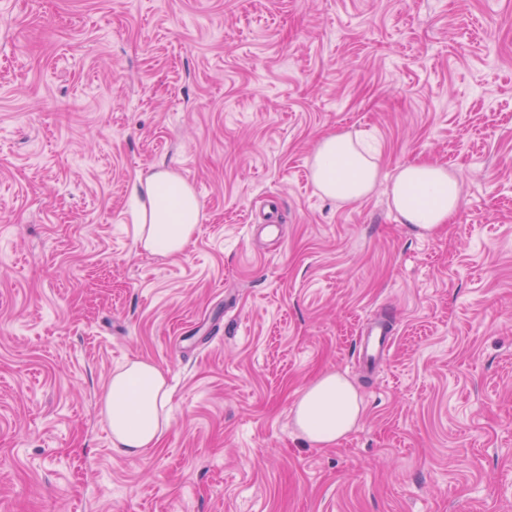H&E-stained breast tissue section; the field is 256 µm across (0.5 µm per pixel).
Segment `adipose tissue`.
Returning <instances> with one entry per match:
<instances>
[{"label":"adipose tissue","mask_w":512,"mask_h":512,"mask_svg":"<svg viewBox=\"0 0 512 512\" xmlns=\"http://www.w3.org/2000/svg\"><path fill=\"white\" fill-rule=\"evenodd\" d=\"M318 189L327 197L354 202L368 196L380 178L374 157L361 149L357 136H325L312 162ZM133 195L146 205L134 217L136 241L145 250L169 256L182 254L199 222L201 203L192 188L173 173L157 172L135 182ZM457 176L445 166L418 161L395 171L390 183L392 208L400 223L435 231L452 223L461 201ZM170 399L165 376L152 363L132 361L112 376L103 411L112 429V446L126 455L157 447L169 428L164 409ZM361 416L358 393L338 373L310 384L297 399L293 420L310 442L328 446L353 430Z\"/></svg>","instance_id":"obj_1"}]
</instances>
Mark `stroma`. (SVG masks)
I'll return each mask as SVG.
<instances>
[{"label":"stroma","instance_id":"obj_1","mask_svg":"<svg viewBox=\"0 0 512 512\" xmlns=\"http://www.w3.org/2000/svg\"><path fill=\"white\" fill-rule=\"evenodd\" d=\"M347 132L355 203L311 178ZM419 159L462 186L441 232L389 205ZM157 171L201 203L178 256L134 237ZM136 359L170 427L127 456ZM330 372L362 416L324 447L293 408ZM0 512H512V0H0ZM312 174L324 195L343 202L365 198L380 178L375 157L367 156L358 137L350 133H333L321 140ZM390 342L391 336L383 322L374 321L370 323L359 344L364 364L372 366L378 363L388 350ZM169 399L165 376L154 364L132 361L118 369L103 400L113 448L126 455L156 448L169 428L163 414Z\"/></svg>","mask_w":512,"mask_h":512}]
</instances>
